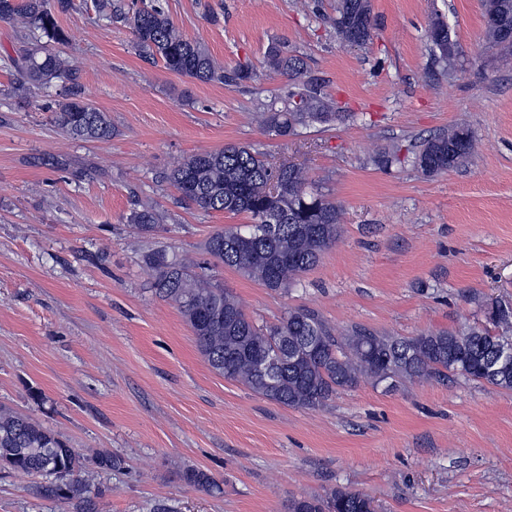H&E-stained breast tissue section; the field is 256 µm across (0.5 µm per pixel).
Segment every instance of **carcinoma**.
Here are the masks:
<instances>
[{"label": "carcinoma", "mask_w": 512, "mask_h": 512, "mask_svg": "<svg viewBox=\"0 0 512 512\" xmlns=\"http://www.w3.org/2000/svg\"><path fill=\"white\" fill-rule=\"evenodd\" d=\"M69 6L70 0H0V20L20 18L29 32L15 61L14 92L60 86L55 125L73 139L107 140L112 137L109 116L88 101L78 70L56 49L70 37L58 25L55 11ZM96 9L106 21L129 28L140 56L161 59L173 73L222 84H241L253 77L244 68L225 72L206 45L185 38L159 5L127 9L114 0H97ZM333 26L341 41L365 44L373 30L370 0H338ZM437 26L442 41L430 43L435 56L445 62L442 44H457L447 24L441 21ZM265 65L294 83L287 97L263 105L268 131L290 137L313 124L342 120L341 107L321 84L304 79L302 58L274 43L266 51ZM471 149V131L451 128L427 140L414 164L427 176L445 173L463 165ZM167 180L197 210L250 216L252 223L244 230L234 227L211 235L205 250L222 265L271 290L287 289L296 276L315 267L339 233L338 207L314 190L300 169L273 165L247 145L228 144L190 155L169 171ZM163 221V214L150 205L133 209L127 217L140 234L154 232ZM143 261L155 272V293L178 306L210 367L279 404L320 407L365 377L393 388L415 379L463 376L512 390V355L498 357L512 351V335L486 328L413 337L362 327L339 333L308 310L290 311L279 325L265 327L246 315L223 284L177 257L157 251ZM81 467L80 455L54 430L0 408V468L51 476L54 482L39 486L41 493L72 505L74 512H90L89 484L75 477ZM180 478L199 491L219 489L203 469L186 467ZM287 512H378V506L363 492L337 488L325 495L293 498Z\"/></svg>", "instance_id": "obj_1"}]
</instances>
